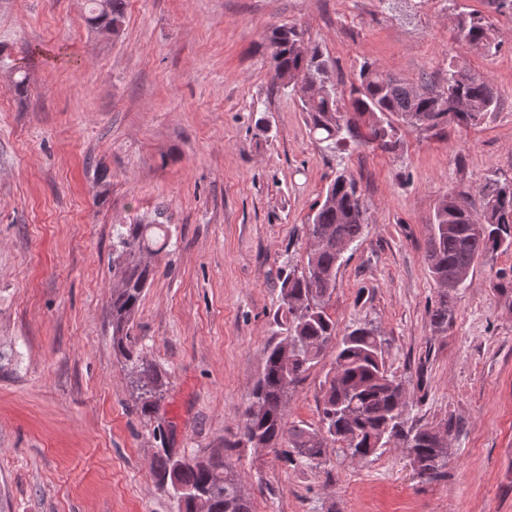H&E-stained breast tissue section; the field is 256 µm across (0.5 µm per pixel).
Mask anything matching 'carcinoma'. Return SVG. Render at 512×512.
I'll return each instance as SVG.
<instances>
[{
  "mask_svg": "<svg viewBox=\"0 0 512 512\" xmlns=\"http://www.w3.org/2000/svg\"><path fill=\"white\" fill-rule=\"evenodd\" d=\"M98 2L92 0L88 21L99 31L119 34L125 0H107L105 13ZM455 35L468 49L492 48L489 21L478 12L459 14ZM269 43L274 77L299 91L310 133L333 153L349 143L394 152L406 127L431 132L450 124L472 126L497 108L493 84L465 68L448 67L440 86L420 91L365 62L344 94L327 83V60L298 29L278 27ZM476 193L477 207L468 190L443 195L431 224L426 257L441 288L431 310V324L438 330L447 329L451 319L448 297L455 290L445 287L448 279L473 271L489 253L512 249V182L488 177ZM367 224V206L356 179L345 170L338 172L308 224L306 263L289 268L280 282L271 319L275 340L263 350V370L242 414L240 442L255 448L285 447L288 462L315 466L329 460L330 448L338 457L362 461L393 444L419 463V478L435 481L445 476L453 422H409L402 381L386 366L377 329L364 323L341 335L327 311L345 248L359 241ZM168 237L169 225L154 219L119 225L112 241V278L120 282L112 285V347L145 414L159 411L167 374L143 355L129 330L157 275L156 265L141 256L162 250ZM329 350L332 361L321 389L318 425L288 423L290 393ZM150 470L157 487L177 498L180 512H253L237 473L224 465L220 453L193 459L164 454L152 461Z\"/></svg>",
  "mask_w": 512,
  "mask_h": 512,
  "instance_id": "obj_1",
  "label": "carcinoma"
}]
</instances>
